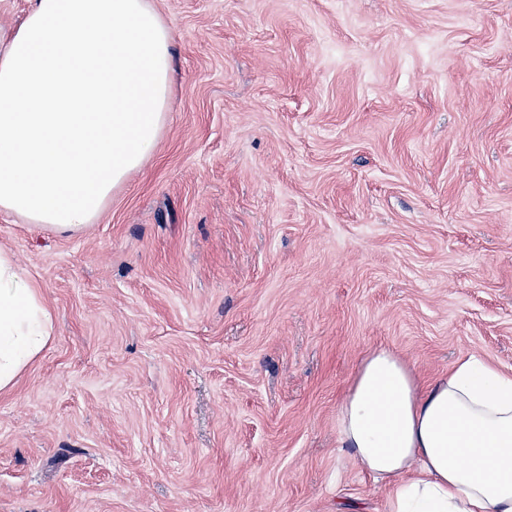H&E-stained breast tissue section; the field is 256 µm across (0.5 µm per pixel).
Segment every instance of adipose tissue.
Wrapping results in <instances>:
<instances>
[{
  "mask_svg": "<svg viewBox=\"0 0 512 512\" xmlns=\"http://www.w3.org/2000/svg\"><path fill=\"white\" fill-rule=\"evenodd\" d=\"M173 32L147 0H33L0 52V211L58 234L93 224L155 151ZM31 278L0 251V391L53 336ZM389 512H512V373L469 356L423 385L389 348L337 413Z\"/></svg>",
  "mask_w": 512,
  "mask_h": 512,
  "instance_id": "obj_1",
  "label": "adipose tissue"
}]
</instances>
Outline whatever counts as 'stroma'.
<instances>
[{
	"instance_id": "1",
	"label": "stroma",
	"mask_w": 512,
	"mask_h": 512,
	"mask_svg": "<svg viewBox=\"0 0 512 512\" xmlns=\"http://www.w3.org/2000/svg\"><path fill=\"white\" fill-rule=\"evenodd\" d=\"M174 86L88 228L0 212L54 339L0 512H388L338 440L385 346L512 370V0H149Z\"/></svg>"
}]
</instances>
